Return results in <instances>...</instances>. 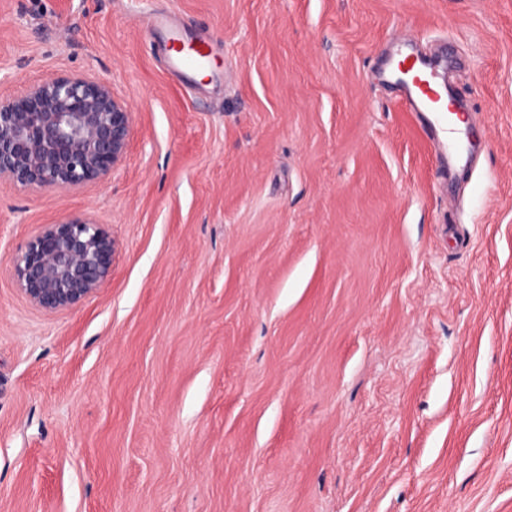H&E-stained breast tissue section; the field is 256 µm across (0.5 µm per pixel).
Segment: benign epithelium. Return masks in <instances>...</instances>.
<instances>
[{"label": "benign epithelium", "mask_w": 512, "mask_h": 512, "mask_svg": "<svg viewBox=\"0 0 512 512\" xmlns=\"http://www.w3.org/2000/svg\"><path fill=\"white\" fill-rule=\"evenodd\" d=\"M133 112L95 77L53 72L20 97L0 93V180L29 189L79 190L126 157ZM114 242L91 217L48 224L14 259L17 288L35 306H78L111 275Z\"/></svg>", "instance_id": "7a95c632"}]
</instances>
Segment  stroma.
Returning a JSON list of instances; mask_svg holds the SVG:
<instances>
[{
  "label": "stroma",
  "instance_id": "obj_1",
  "mask_svg": "<svg viewBox=\"0 0 512 512\" xmlns=\"http://www.w3.org/2000/svg\"><path fill=\"white\" fill-rule=\"evenodd\" d=\"M405 38L468 167L380 75ZM51 71L135 129L103 182L0 180V512H512V0H0V89ZM85 214L111 277L36 307L15 255ZM191 49L187 56L168 53L170 68L176 73L200 72L207 69L211 60V49L205 43Z\"/></svg>",
  "mask_w": 512,
  "mask_h": 512
}]
</instances>
